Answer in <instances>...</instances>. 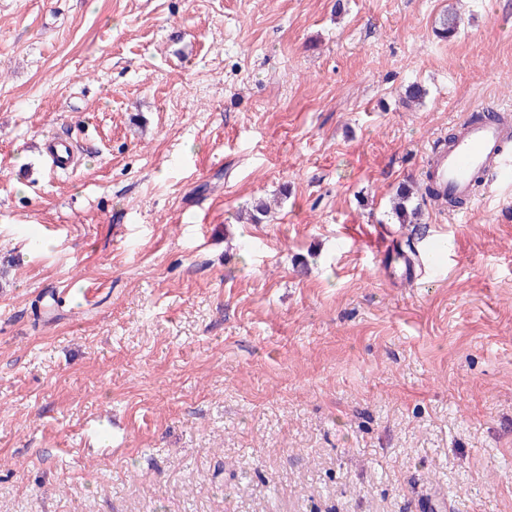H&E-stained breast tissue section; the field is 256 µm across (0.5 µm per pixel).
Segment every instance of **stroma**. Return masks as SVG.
Listing matches in <instances>:
<instances>
[{"label": "stroma", "mask_w": 512, "mask_h": 512, "mask_svg": "<svg viewBox=\"0 0 512 512\" xmlns=\"http://www.w3.org/2000/svg\"><path fill=\"white\" fill-rule=\"evenodd\" d=\"M480 102L512 0H0V512H512V179L388 215ZM53 167L68 169L75 164V156L71 145L62 139H52L47 144ZM415 191L420 193L421 197L428 198L433 195V191L430 186L424 187V192H421V187L416 185ZM414 188L409 187L405 184L399 186L396 190V194L392 199L391 213L393 217L399 222V224H421L417 222L419 220V212L417 205L411 206L413 201Z\"/></svg>", "instance_id": "obj_1"}]
</instances>
